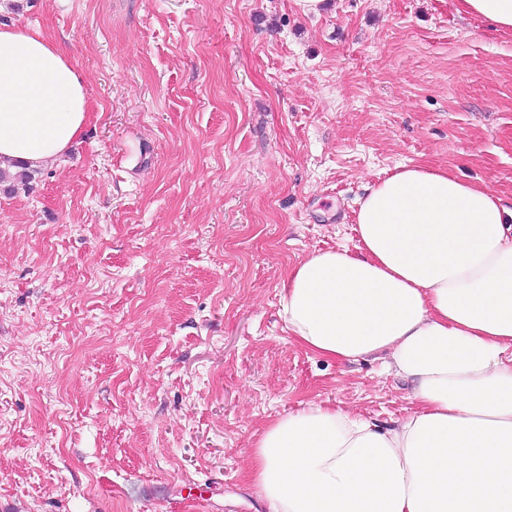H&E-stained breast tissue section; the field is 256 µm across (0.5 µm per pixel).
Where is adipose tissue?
Returning a JSON list of instances; mask_svg holds the SVG:
<instances>
[{
    "mask_svg": "<svg viewBox=\"0 0 512 512\" xmlns=\"http://www.w3.org/2000/svg\"><path fill=\"white\" fill-rule=\"evenodd\" d=\"M89 121L80 71L36 27L0 25V166L61 157ZM354 248L280 288L319 356L385 355L415 409L392 425L309 404L270 422L249 480L271 512H512V206L445 168L368 188Z\"/></svg>",
    "mask_w": 512,
    "mask_h": 512,
    "instance_id": "obj_1",
    "label": "adipose tissue"
}]
</instances>
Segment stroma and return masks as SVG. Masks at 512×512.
Segmentation results:
<instances>
[{"mask_svg": "<svg viewBox=\"0 0 512 512\" xmlns=\"http://www.w3.org/2000/svg\"><path fill=\"white\" fill-rule=\"evenodd\" d=\"M1 24L40 27L91 106L0 188L1 507L268 512L245 474L270 420L413 409L380 362L298 345L280 285L355 245L396 167L512 203V33L455 0H0Z\"/></svg>", "mask_w": 512, "mask_h": 512, "instance_id": "1", "label": "stroma"}]
</instances>
